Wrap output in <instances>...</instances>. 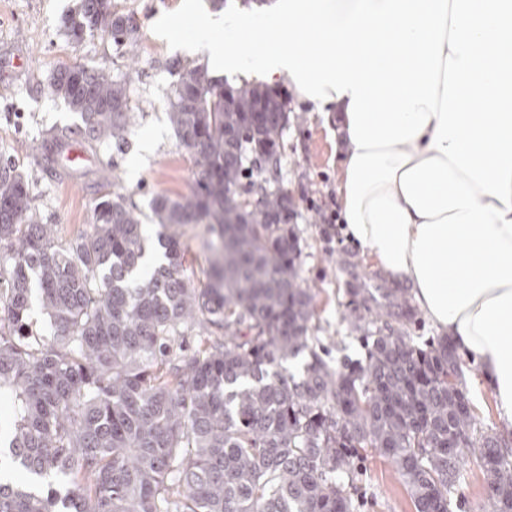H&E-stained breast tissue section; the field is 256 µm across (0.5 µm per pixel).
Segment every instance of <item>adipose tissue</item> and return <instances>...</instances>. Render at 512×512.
<instances>
[{"label": "adipose tissue", "mask_w": 512, "mask_h": 512, "mask_svg": "<svg viewBox=\"0 0 512 512\" xmlns=\"http://www.w3.org/2000/svg\"><path fill=\"white\" fill-rule=\"evenodd\" d=\"M224 29L212 68L335 109L347 235L474 359L512 430V0H277L166 25L192 52Z\"/></svg>", "instance_id": "adipose-tissue-1"}]
</instances>
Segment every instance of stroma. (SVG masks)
<instances>
[{
  "label": "stroma",
  "instance_id": "obj_1",
  "mask_svg": "<svg viewBox=\"0 0 512 512\" xmlns=\"http://www.w3.org/2000/svg\"><path fill=\"white\" fill-rule=\"evenodd\" d=\"M182 0H114L117 10L134 18L138 45L129 48L110 37L94 35L71 43L62 26L79 0H0V58L19 57L23 68L0 75V162L11 163L28 181L42 223L57 225L68 236L88 229L97 198L119 183L128 203L147 223L150 202L160 194L187 192L191 167L168 120L173 63L195 66L200 54H189L159 40L158 19L179 13ZM104 66L125 81L135 125L123 147L81 143L88 160L78 167L56 165L46 172L31 146L52 131L79 124L78 114L50 96L48 83L60 65ZM287 103L289 122L277 180L291 197L301 255L299 273L314 294L315 315L310 334L328 361L362 356L364 349L348 322L347 288L369 277L388 287L374 258L349 240L342 224L323 221L326 209L338 202L340 171L330 128L316 106L299 97L288 78L273 84ZM464 383L483 428L502 433L495 400L472 360L462 362ZM361 475L353 497L354 512H415L413 500L390 462L377 454L360 461ZM456 496L462 512H489L479 462L465 457Z\"/></svg>",
  "mask_w": 512,
  "mask_h": 512
}]
</instances>
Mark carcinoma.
<instances>
[{
    "label": "carcinoma",
    "mask_w": 512,
    "mask_h": 512,
    "mask_svg": "<svg viewBox=\"0 0 512 512\" xmlns=\"http://www.w3.org/2000/svg\"><path fill=\"white\" fill-rule=\"evenodd\" d=\"M71 42L138 26L112 0H80ZM168 116L189 156L185 194L151 202L164 262L125 195L98 198L69 238L41 223L29 183L0 163V399L13 430L0 452V512H352L360 457L402 478L416 512H452L466 455L481 464L490 512H512V448L484 430L460 357L422 348L398 288H349L351 325L375 307L364 355L330 365L309 347L314 295L299 279L294 212L277 167L288 111L277 92L227 87L174 65ZM50 95L70 133L122 145L134 126L124 82L63 65ZM201 225L210 265L186 277L183 228ZM51 339L32 343L33 307ZM207 342L190 351L185 331ZM309 351L300 373L290 362Z\"/></svg>",
    "instance_id": "cac0c4a2"
}]
</instances>
